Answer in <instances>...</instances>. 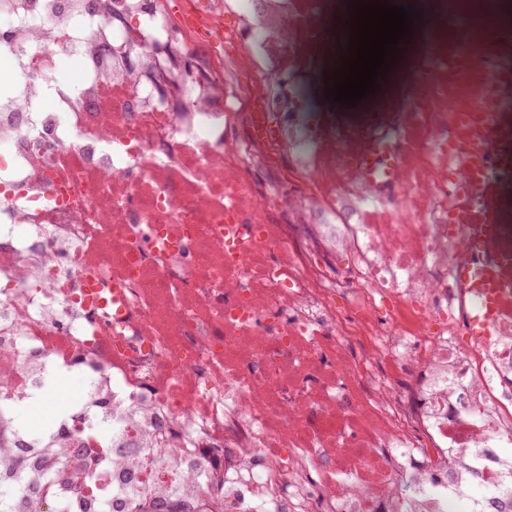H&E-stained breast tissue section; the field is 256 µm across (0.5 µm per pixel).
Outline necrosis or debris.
Wrapping results in <instances>:
<instances>
[{"instance_id":"4bbe7bcc","label":"necrosis or debris","mask_w":512,"mask_h":512,"mask_svg":"<svg viewBox=\"0 0 512 512\" xmlns=\"http://www.w3.org/2000/svg\"><path fill=\"white\" fill-rule=\"evenodd\" d=\"M7 2L0 475L52 449L40 512L59 486L89 512L512 504V0L495 52L447 55L469 0H394L413 32L357 123L303 92L332 85L349 0ZM101 447L136 492L85 464Z\"/></svg>"}]
</instances>
